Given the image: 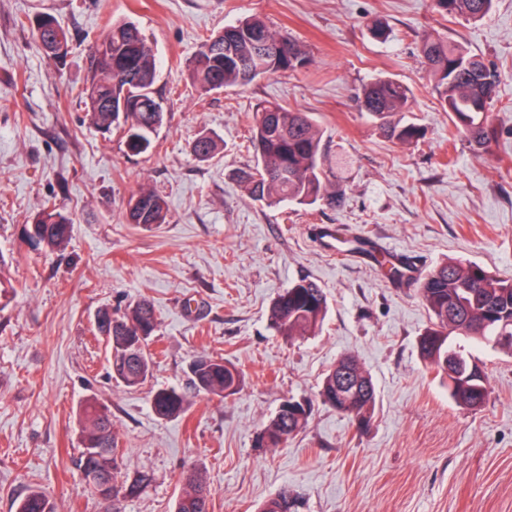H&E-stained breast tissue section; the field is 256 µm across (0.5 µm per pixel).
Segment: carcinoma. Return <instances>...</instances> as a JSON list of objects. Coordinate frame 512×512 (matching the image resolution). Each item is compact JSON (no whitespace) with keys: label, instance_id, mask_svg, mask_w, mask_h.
Listing matches in <instances>:
<instances>
[{"label":"carcinoma","instance_id":"1","mask_svg":"<svg viewBox=\"0 0 512 512\" xmlns=\"http://www.w3.org/2000/svg\"><path fill=\"white\" fill-rule=\"evenodd\" d=\"M496 0H431V7L442 15L480 20L488 16ZM40 46L51 60H61L68 52L67 30L52 15L31 20ZM91 76L80 96L94 126L108 132L112 126H126V146L134 155L153 149L150 134L163 123L164 108L156 98L154 84L157 58L152 45L132 21L114 22L89 49ZM422 64L432 82L440 107L451 113L453 122L465 137L478 145L488 138V105L496 95L497 74L463 44L445 38L426 36L422 42ZM310 58L299 42L284 31L272 29L264 19L252 16L211 33L187 64L188 77L201 94L229 88H242L255 79L305 68ZM361 110L370 115L390 141L409 145L424 136L421 126L405 122L398 114L408 111L411 92L393 78H377L356 94ZM249 142L254 166L238 174L253 201L269 207L282 204L311 205L338 200L341 190L333 186L324 169L323 132L305 112H297L273 102L256 109ZM216 147L208 136L197 138L192 146L202 159ZM128 223L151 228L168 223L163 196L143 189L132 196L126 207ZM35 234L30 243L54 251L69 238L71 220L53 207H46L33 219ZM419 291L429 316L430 327L420 337L421 359L439 372L443 359L455 349L449 337L470 336L479 341L499 335L500 324L512 321V281L496 279L482 266L451 260L426 274ZM327 309L322 288L307 279L293 282L273 302L271 326L281 335L308 336L321 329ZM98 332L106 337L110 350L112 377L128 388L142 385L151 374L148 347L155 335L157 319L151 302L143 300L123 315L101 309L96 313ZM360 380L358 391L336 400V384L344 372ZM196 389L208 395L228 397L238 392L242 377L224 361L198 356L190 364ZM454 402L478 409L488 396L487 378L477 366L466 378L448 385ZM320 397L334 409L368 424L375 407V387L371 376L352 355L342 357L323 378ZM152 407L162 418L180 415L185 398L175 388H162L152 395ZM81 432L83 451L81 472L94 474L99 483L92 492L102 501H117L121 489L115 484L119 470L117 440L112 414L107 406L89 402L84 408ZM305 411L279 410L261 435L271 448L288 443L306 425ZM112 483L116 495L105 496L103 485ZM211 490L197 475L184 479V490L176 512H209ZM288 490L268 500L261 512H291ZM17 512H55L50 498L40 490L23 499Z\"/></svg>","mask_w":512,"mask_h":512}]
</instances>
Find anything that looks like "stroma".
Here are the masks:
<instances>
[{
    "instance_id": "1",
    "label": "stroma",
    "mask_w": 512,
    "mask_h": 512,
    "mask_svg": "<svg viewBox=\"0 0 512 512\" xmlns=\"http://www.w3.org/2000/svg\"><path fill=\"white\" fill-rule=\"evenodd\" d=\"M41 12L69 33L63 61L37 42L29 20ZM250 15L297 39L310 64L199 97L186 65L202 38ZM122 19L159 61L166 117L144 155L90 124L77 96L89 45ZM375 19L387 38L372 34ZM428 34L496 70L485 144L439 106L420 63ZM383 76L412 90L418 144L388 141L358 107V90ZM267 101L323 130L342 202L270 208L247 196L235 174L252 163L249 125ZM202 135L218 144L208 159L192 151ZM143 188L164 195L168 223L126 222ZM47 204L73 221L52 254L25 234ZM396 251L421 275L456 259L512 280V0L480 21L442 16L430 0H0V512L34 488L56 512H105L78 466L89 399L112 413L118 483L145 478L121 512H175L188 472L209 486V512H259L283 490L292 512H512V348L472 343L490 395L458 406L419 357L429 314L416 280L388 279L373 260ZM302 278L324 290L326 319L289 338L269 311ZM143 299L158 320L152 372L128 388L111 377L95 315ZM347 354L376 388L363 429L318 395ZM201 355L241 372V390L199 393L188 365ZM167 387L186 398L179 417L152 410V391ZM289 399L309 402L305 428L285 447L260 446Z\"/></svg>"
}]
</instances>
